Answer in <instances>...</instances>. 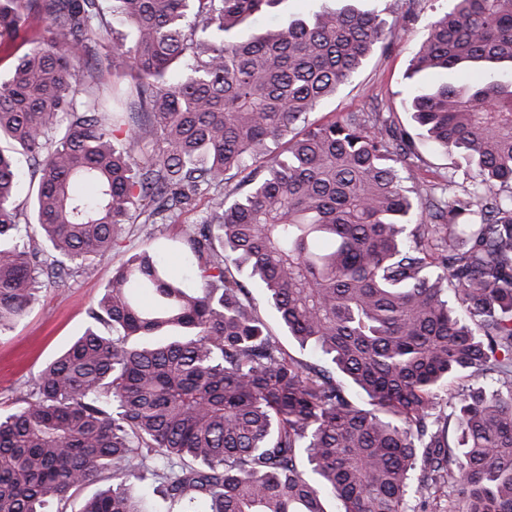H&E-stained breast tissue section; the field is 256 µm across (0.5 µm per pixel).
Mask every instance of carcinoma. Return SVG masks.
Masks as SVG:
<instances>
[{
	"label": "carcinoma",
	"mask_w": 512,
	"mask_h": 512,
	"mask_svg": "<svg viewBox=\"0 0 512 512\" xmlns=\"http://www.w3.org/2000/svg\"><path fill=\"white\" fill-rule=\"evenodd\" d=\"M280 2L0 0L1 49L47 23L0 76V331L123 225L210 194L182 241L197 286L129 256L0 414V512L64 506L105 470L81 512H416L439 493L448 512H512V0H450L413 59L485 74L410 87L421 136L469 179L448 202L417 183L406 129L311 119L406 18L322 7L246 33ZM243 268L319 360L279 345Z\"/></svg>",
	"instance_id": "1"
}]
</instances>
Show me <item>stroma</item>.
<instances>
[{"label": "stroma", "mask_w": 512, "mask_h": 512, "mask_svg": "<svg viewBox=\"0 0 512 512\" xmlns=\"http://www.w3.org/2000/svg\"><path fill=\"white\" fill-rule=\"evenodd\" d=\"M333 8L376 10L384 18L405 16V23L366 58L352 83L340 88L314 113L315 118L347 112H379L406 128L414 123L405 102L411 82L437 85L449 81L447 72L411 74L412 60L430 19L447 11L448 0H330ZM454 159L445 151L420 143L413 169L428 188L462 181L452 171ZM209 208L207 196L169 224H128L111 252L95 257L84 271L60 284L43 286L39 298L9 330L0 332V410L15 408L32 378L62 353L90 324L91 311L105 293L122 259L134 252L158 251L176 277L194 278L197 261L181 248V239L193 232Z\"/></svg>", "instance_id": "obj_1"}]
</instances>
